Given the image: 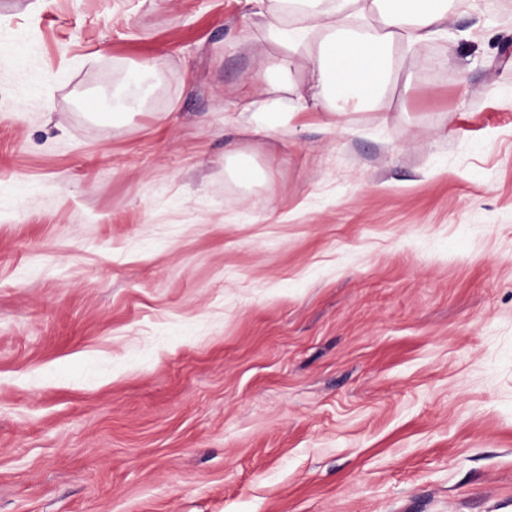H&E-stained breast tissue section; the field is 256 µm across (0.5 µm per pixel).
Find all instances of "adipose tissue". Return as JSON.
Instances as JSON below:
<instances>
[{
	"label": "adipose tissue",
	"mask_w": 512,
	"mask_h": 512,
	"mask_svg": "<svg viewBox=\"0 0 512 512\" xmlns=\"http://www.w3.org/2000/svg\"><path fill=\"white\" fill-rule=\"evenodd\" d=\"M260 7L268 40L287 48L312 51L309 98H298L296 109L309 100L321 102L328 126L339 117L379 108L393 85L394 47L398 39L422 42L448 32L449 0H280L277 10ZM294 22H286V15ZM279 58L264 70L267 81L289 83L292 62Z\"/></svg>",
	"instance_id": "ef3b65f1"
}]
</instances>
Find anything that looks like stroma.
<instances>
[{"label": "stroma", "mask_w": 512, "mask_h": 512, "mask_svg": "<svg viewBox=\"0 0 512 512\" xmlns=\"http://www.w3.org/2000/svg\"><path fill=\"white\" fill-rule=\"evenodd\" d=\"M283 53L246 0H0V512H512V0L269 138Z\"/></svg>", "instance_id": "obj_1"}]
</instances>
